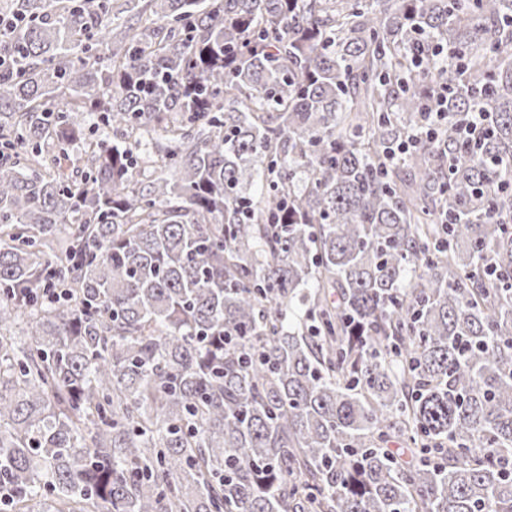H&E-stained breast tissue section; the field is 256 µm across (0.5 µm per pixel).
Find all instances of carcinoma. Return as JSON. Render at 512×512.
I'll return each mask as SVG.
<instances>
[{"label": "carcinoma", "instance_id": "carcinoma-1", "mask_svg": "<svg viewBox=\"0 0 512 512\" xmlns=\"http://www.w3.org/2000/svg\"><path fill=\"white\" fill-rule=\"evenodd\" d=\"M1 18L0 512H512V0Z\"/></svg>", "mask_w": 512, "mask_h": 512}]
</instances>
